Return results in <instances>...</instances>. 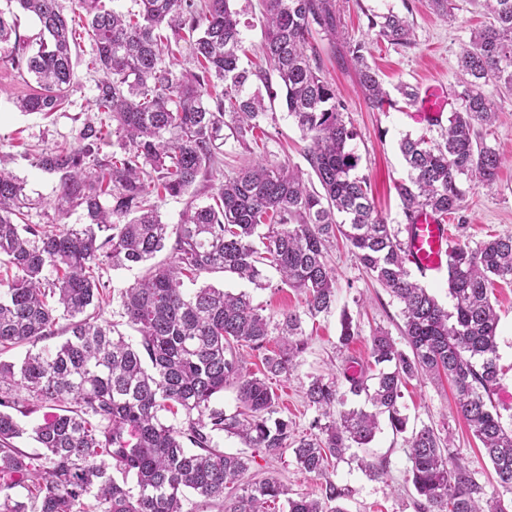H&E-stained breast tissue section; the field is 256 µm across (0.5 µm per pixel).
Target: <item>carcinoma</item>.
<instances>
[{
    "label": "carcinoma",
    "instance_id": "1",
    "mask_svg": "<svg viewBox=\"0 0 512 512\" xmlns=\"http://www.w3.org/2000/svg\"><path fill=\"white\" fill-rule=\"evenodd\" d=\"M14 2L39 25L38 36L23 42L17 16L0 9V61L37 84L13 101L18 110L51 114L73 104L71 45L80 28L92 43L88 69L102 77L95 82L98 115L77 131L82 147L32 158V166L57 177V216L79 210L82 223H29L27 181L5 169L0 153V266L14 271L0 282V355L31 346L18 363L0 361V512H183L189 490L200 506L222 512H265L281 498L288 512H345L336 502L346 489L327 474L329 460L367 446L383 415L394 433L406 432L398 402L402 387L420 376L453 382L454 412L481 443L497 490L487 492L469 466L449 464L450 440L424 426L406 438L415 512H512V498H505L512 495V429L494 404L501 369L490 300L497 284H512V234L449 248L451 312L413 279L402 240L375 209L367 180L355 174L356 131L316 44L342 36L338 0H262L265 38L252 68L242 66L244 34L233 0H133L139 10L126 13L107 0H72L70 16L59 0ZM471 2L490 21L459 51L458 108L440 141L407 135L399 144L407 177L395 189L410 225L421 212L445 221L461 207L463 181L491 188L503 165L476 126L496 121L485 86L512 92V0ZM367 20L378 39L411 41L410 21L398 13ZM183 45L193 67L177 71L170 56ZM346 49L366 105L391 104L368 63L369 43ZM273 75L288 116L309 141V178L261 158L224 179L210 201L191 197L180 223L162 222L157 201L223 174L226 139L247 148L266 135L264 99L246 87L252 80L267 85ZM338 238L402 305L406 348L386 331L372 336L370 355L380 369L371 386L360 372L344 374V391L334 377L312 378L306 395L319 412L315 432L290 445L288 421L271 419V387L245 371L236 350L242 342L263 348L270 322L245 292L212 284L187 289L185 282L230 273L257 285L263 268L274 266L284 284L305 295L306 314L314 317L336 302L325 251ZM166 248L168 261L153 264ZM105 265L146 267L119 291L133 339L99 321L110 296L99 274ZM61 332V343L44 344ZM279 333L280 351L265 360L271 375L289 372L306 348L299 313L283 314ZM231 385L240 410L227 415L212 401ZM348 393L365 394L371 409L335 412ZM42 405L58 413L23 426L21 418ZM162 411H181L185 421L168 425ZM224 433L272 458L291 451L300 469L322 478L321 497H294L272 477L246 478L250 459L214 444ZM25 435L40 452L17 446ZM19 487L27 490L23 499Z\"/></svg>",
    "mask_w": 512,
    "mask_h": 512
}]
</instances>
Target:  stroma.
<instances>
[{
	"label": "stroma",
	"mask_w": 512,
	"mask_h": 512,
	"mask_svg": "<svg viewBox=\"0 0 512 512\" xmlns=\"http://www.w3.org/2000/svg\"><path fill=\"white\" fill-rule=\"evenodd\" d=\"M452 3L455 19L450 22L434 13L428 0H339L344 35L335 43L323 40L318 44L336 92L348 107L345 120L357 132L351 143L361 158L357 173L368 180L375 204L388 224L399 230L404 228L406 219L395 191L396 181L405 175L398 143L407 135L439 138L440 128L436 123L416 120V106L407 104L401 97L393 108L384 111L368 108L358 87L356 68L346 52V43L366 38V12L384 13L391 9L407 16L413 28L410 44H374L372 63L388 86L406 83L419 92L431 85L443 87L449 109H456L461 89L457 54L472 29L487 23L488 18L479 14L470 0H452ZM91 53L88 37H81L73 45L74 70L82 89L74 95L73 104L66 111L50 115L16 109L14 99L31 93L36 83L12 66L0 64V150L12 154L14 172L26 179L32 197L43 200L42 205L30 210V223L41 224L53 217L54 210L47 202L55 197L57 186L54 177L32 166L33 155L58 146L79 148L76 131L95 115L92 100L98 75L87 68ZM487 91L497 120L485 131L484 139L499 150L505 164L493 188L464 185L461 208L449 215L447 221L451 243L472 247L492 236L512 233V95L497 91L492 85ZM261 95L274 114L273 120L264 124L267 132L264 151L268 158L306 169V142L288 116L279 82L262 88ZM328 259L336 272V301L329 312L314 318L305 316L303 296L284 285L274 268H265L258 286L229 274L213 273L205 277L206 283L234 293L250 294L254 305L271 324H278L285 312L303 313L305 351L289 374L267 376L277 396L275 410L278 416L291 421L298 438L311 433V424L318 416L305 397L310 378L340 377L352 365L368 369L373 334L385 330L396 338L403 324L398 301L364 272L342 243L330 248ZM491 302L500 318L498 363L502 370L501 387L494 400L501 414L507 417L512 415V285H497ZM345 312L357 323L359 335L343 348L338 344V335L340 317ZM399 406L411 427L429 426L440 435H451L456 456L478 470V479L487 491L495 490L494 472L489 463L482 461L478 441L452 412L449 383L411 380L403 390ZM362 457L383 465L384 478L367 477L357 466ZM409 468L404 435L393 434L384 421L368 447L350 449L344 460L332 461L328 472L337 484L350 491L344 502L347 512H415ZM250 471L260 478L276 476L295 494L314 497L320 490V479L299 469L288 453L276 460L255 453Z\"/></svg>",
	"instance_id": "1"
}]
</instances>
